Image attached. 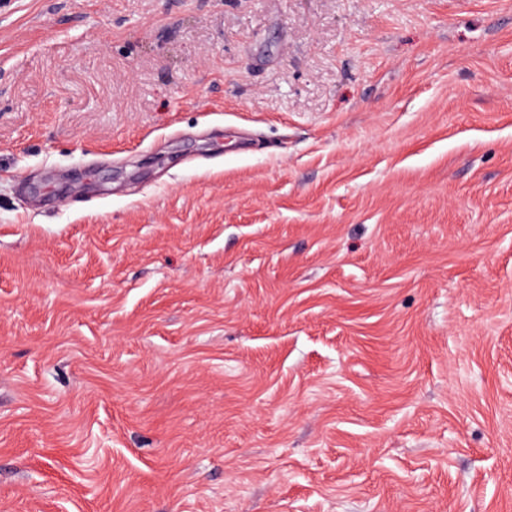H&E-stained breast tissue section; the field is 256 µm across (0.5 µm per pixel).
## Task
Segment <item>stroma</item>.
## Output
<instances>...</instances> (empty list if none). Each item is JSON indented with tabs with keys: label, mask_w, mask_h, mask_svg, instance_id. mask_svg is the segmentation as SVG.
I'll return each mask as SVG.
<instances>
[{
	"label": "stroma",
	"mask_w": 512,
	"mask_h": 512,
	"mask_svg": "<svg viewBox=\"0 0 512 512\" xmlns=\"http://www.w3.org/2000/svg\"><path fill=\"white\" fill-rule=\"evenodd\" d=\"M0 512H512V0H0Z\"/></svg>",
	"instance_id": "obj_1"
}]
</instances>
